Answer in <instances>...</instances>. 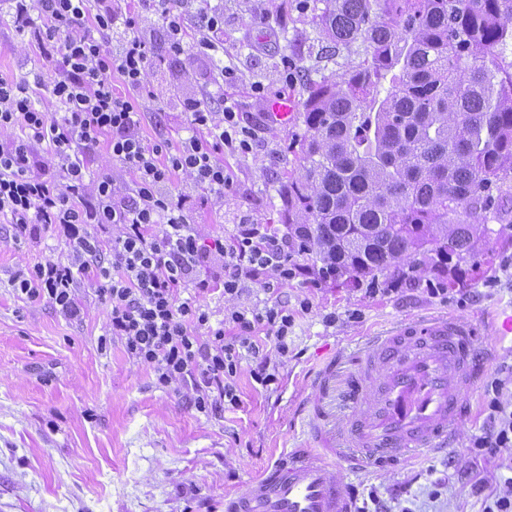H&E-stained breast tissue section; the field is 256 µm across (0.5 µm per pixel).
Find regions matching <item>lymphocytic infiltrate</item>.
<instances>
[{
	"label": "lymphocytic infiltrate",
	"mask_w": 512,
	"mask_h": 512,
	"mask_svg": "<svg viewBox=\"0 0 512 512\" xmlns=\"http://www.w3.org/2000/svg\"><path fill=\"white\" fill-rule=\"evenodd\" d=\"M0 14L40 55H59L63 65L40 105L25 78H0V223L11 226L14 242L50 228L68 246L65 259L18 268L9 280L13 291L79 321L78 292L90 287L107 313L100 350L121 340L128 357L152 371L156 387L190 388L199 413L238 407L236 379L244 368L271 390L279 380L275 358L288 353L287 307L231 310L226 320L235 334L228 337L211 325L203 300L218 286L235 299L245 280L259 277L267 292H278L298 271L287 245L264 224L239 225L228 241L206 237L191 223L185 198L168 189L180 175L223 199L224 153L249 151V132L230 108L189 99L183 109L193 135L176 146L142 137L139 103L154 96L156 60L136 34L140 16H126L129 35L110 50L104 37L114 12L92 9L91 0H0ZM162 17L171 53L205 57L222 49L220 15L210 16L207 36L190 44L181 16ZM116 75L126 95L116 93ZM102 143L134 174L131 184L116 182L107 167L88 178L87 160ZM260 326L272 346L257 336ZM501 389L498 378L484 389L488 422L472 442L482 455L512 447V403Z\"/></svg>",
	"instance_id": "lymphocytic-infiltrate-1"
}]
</instances>
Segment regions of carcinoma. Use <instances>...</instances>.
<instances>
[{
	"mask_svg": "<svg viewBox=\"0 0 512 512\" xmlns=\"http://www.w3.org/2000/svg\"><path fill=\"white\" fill-rule=\"evenodd\" d=\"M326 57L365 58L304 101L282 193L299 252L338 281L439 272L512 224V0H320Z\"/></svg>",
	"mask_w": 512,
	"mask_h": 512,
	"instance_id": "1",
	"label": "carcinoma"
}]
</instances>
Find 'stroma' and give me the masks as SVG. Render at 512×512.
Wrapping results in <instances>:
<instances>
[{
  "label": "stroma",
  "instance_id": "stroma-1",
  "mask_svg": "<svg viewBox=\"0 0 512 512\" xmlns=\"http://www.w3.org/2000/svg\"><path fill=\"white\" fill-rule=\"evenodd\" d=\"M112 7L141 15L138 34L163 60L153 75L156 100L141 104L144 139L179 142L188 130L183 101L210 99L219 86L225 106L250 130L249 152L224 154L223 201L179 176L170 189L188 197L191 220L206 234L228 239L238 225L266 224L287 238L301 274L275 294L246 282L232 304L287 303L294 316L290 351L278 360L277 390L256 387L244 372L240 407L198 413L189 390L155 388L152 372L130 360L121 342L99 351L107 316L92 292L80 294L79 322L18 297L8 283L14 271L63 258L68 247L49 231L13 243L9 225L0 224V512H224L225 496L244 493L283 450L301 442L296 407L315 396L306 373L327 354L404 318L447 314L487 322L512 305V228L493 219L480 253L452 272L444 296L433 294L430 273L398 292L387 276L375 290L324 281L311 256L299 253L282 221L281 193L301 173L305 126L298 118L274 123L266 114L283 97L303 105L309 83L364 58L357 43L321 58L313 23L319 0H112ZM164 8L180 14L191 41L207 33L203 16L223 13V52L170 54ZM58 70V57L22 51L20 37L0 24V77L25 76L44 97ZM487 415L484 391L476 389L447 450L365 474L359 502L374 491L387 512H483L485 497L512 475V448L490 457L470 446Z\"/></svg>",
  "mask_w": 512,
  "mask_h": 512
}]
</instances>
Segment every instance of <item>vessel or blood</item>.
Returning <instances> with one entry per match:
<instances>
[{
	"label": "vessel or blood",
	"mask_w": 512,
	"mask_h": 512,
	"mask_svg": "<svg viewBox=\"0 0 512 512\" xmlns=\"http://www.w3.org/2000/svg\"><path fill=\"white\" fill-rule=\"evenodd\" d=\"M483 336L512 338V308L487 326L405 320L324 359L313 372L318 397L301 409L304 447L225 499L224 512H357L339 465L363 472L446 449L477 386Z\"/></svg>",
	"instance_id": "1"
}]
</instances>
